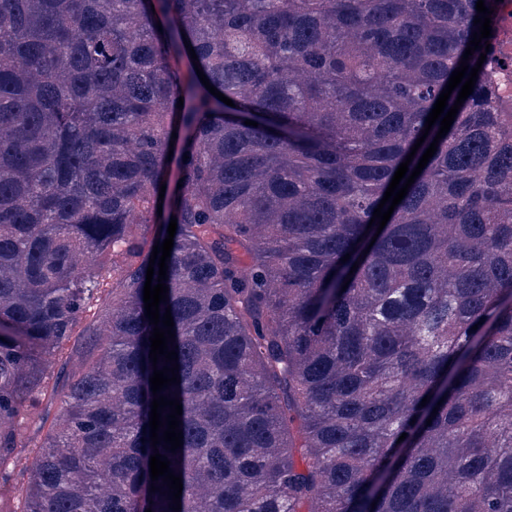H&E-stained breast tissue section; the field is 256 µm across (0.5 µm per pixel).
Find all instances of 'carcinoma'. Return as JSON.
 <instances>
[{
	"label": "carcinoma",
	"mask_w": 512,
	"mask_h": 512,
	"mask_svg": "<svg viewBox=\"0 0 512 512\" xmlns=\"http://www.w3.org/2000/svg\"><path fill=\"white\" fill-rule=\"evenodd\" d=\"M476 2L0 0V512H173L155 453L181 512H512V112L483 72L370 224ZM159 209L174 452L149 437Z\"/></svg>",
	"instance_id": "obj_1"
}]
</instances>
